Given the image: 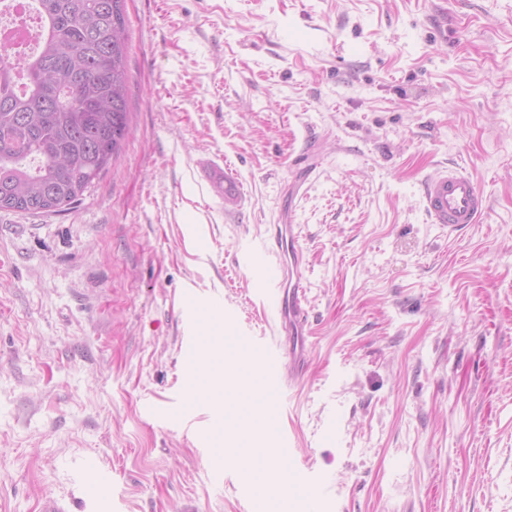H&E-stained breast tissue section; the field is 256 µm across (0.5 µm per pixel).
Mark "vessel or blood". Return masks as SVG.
Here are the masks:
<instances>
[{"label":"vessel or blood","instance_id":"1","mask_svg":"<svg viewBox=\"0 0 512 512\" xmlns=\"http://www.w3.org/2000/svg\"><path fill=\"white\" fill-rule=\"evenodd\" d=\"M424 210L431 223L456 230L464 224L476 223L486 209V198L473 178L460 167L430 173L424 182ZM273 242L264 246L258 264L261 275L256 291L271 308L290 334L302 335L307 324L303 269L306 259L298 244L295 224L273 227ZM262 357L272 370L265 377L268 387L280 391L285 379L275 367L282 354L279 348L268 347Z\"/></svg>","mask_w":512,"mask_h":512}]
</instances>
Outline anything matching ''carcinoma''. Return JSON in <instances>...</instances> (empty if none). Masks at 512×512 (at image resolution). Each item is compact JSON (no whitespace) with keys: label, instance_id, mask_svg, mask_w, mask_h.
<instances>
[{"label":"carcinoma","instance_id":"cac0c4a2","mask_svg":"<svg viewBox=\"0 0 512 512\" xmlns=\"http://www.w3.org/2000/svg\"><path fill=\"white\" fill-rule=\"evenodd\" d=\"M38 49L0 61V211L76 203L129 134L126 0H33Z\"/></svg>","mask_w":512,"mask_h":512}]
</instances>
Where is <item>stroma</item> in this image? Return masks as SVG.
Returning <instances> with one entry per match:
<instances>
[{
    "label": "stroma",
    "instance_id": "obj_1",
    "mask_svg": "<svg viewBox=\"0 0 512 512\" xmlns=\"http://www.w3.org/2000/svg\"><path fill=\"white\" fill-rule=\"evenodd\" d=\"M130 133L60 213L0 211V512H255L186 341L289 351L250 253L294 221L287 442L320 512H512V0H126ZM488 201L448 231L425 177ZM237 184L216 192L212 172ZM179 413L178 422L169 414ZM422 199L431 223L450 231L463 224H475L486 209L483 192L461 167L430 173L424 182Z\"/></svg>",
    "mask_w": 512,
    "mask_h": 512
}]
</instances>
